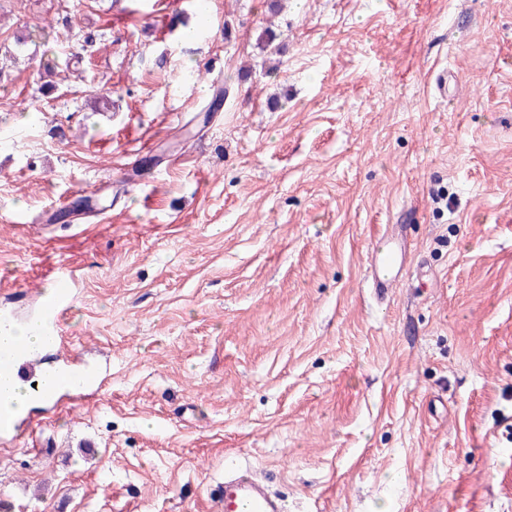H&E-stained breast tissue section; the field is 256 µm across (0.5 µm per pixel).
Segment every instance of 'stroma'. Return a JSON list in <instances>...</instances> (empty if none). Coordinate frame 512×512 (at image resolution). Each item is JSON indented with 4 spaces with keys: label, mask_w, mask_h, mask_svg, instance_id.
Returning a JSON list of instances; mask_svg holds the SVG:
<instances>
[{
    "label": "stroma",
    "mask_w": 512,
    "mask_h": 512,
    "mask_svg": "<svg viewBox=\"0 0 512 512\" xmlns=\"http://www.w3.org/2000/svg\"><path fill=\"white\" fill-rule=\"evenodd\" d=\"M61 263L112 380L33 409L0 512H214L234 461L288 512H512V0H0V301ZM409 245L404 224H391L373 247L367 276L370 290L381 305L401 286Z\"/></svg>",
    "instance_id": "obj_1"
}]
</instances>
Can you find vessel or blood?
Listing matches in <instances>:
<instances>
[{
  "label": "vessel or blood",
  "instance_id": "1",
  "mask_svg": "<svg viewBox=\"0 0 512 512\" xmlns=\"http://www.w3.org/2000/svg\"><path fill=\"white\" fill-rule=\"evenodd\" d=\"M409 241L404 225H388L384 235L375 243L367 268L368 283L378 303H386L400 288ZM55 291L40 303L41 334L49 350L58 352L61 366L41 363L32 346H0V376L9 381H22L30 386L29 394L42 400L56 397L62 388L99 394L107 386V370L84 362L80 352L71 348L62 328V317L74 299L76 273L57 266L50 273ZM29 418L8 413L0 416V438L12 441L31 434ZM220 512H287L281 498L263 482L256 470L240 464H229L224 481L212 491Z\"/></svg>",
  "mask_w": 512,
  "mask_h": 512
}]
</instances>
